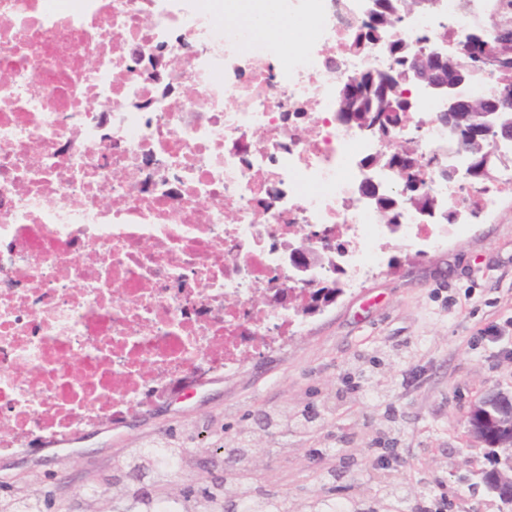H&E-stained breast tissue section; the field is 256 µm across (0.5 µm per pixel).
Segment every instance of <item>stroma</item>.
Returning a JSON list of instances; mask_svg holds the SVG:
<instances>
[{
	"label": "stroma",
	"instance_id": "stroma-1",
	"mask_svg": "<svg viewBox=\"0 0 512 512\" xmlns=\"http://www.w3.org/2000/svg\"><path fill=\"white\" fill-rule=\"evenodd\" d=\"M369 372L390 389L386 404L367 405ZM492 390L512 395V199L424 252L388 249L298 336L207 376L193 394L70 443L0 455V508L27 495L41 512H143L139 500L172 496L186 512H221L206 497L224 486L225 445L246 431L252 491L277 494L286 512L319 499L393 512L395 496L422 500L434 484L447 512H501L476 485L486 445L468 425ZM152 441L185 448L177 474L159 479L127 463ZM374 448L395 449L397 463L372 470ZM89 485L99 497L85 495Z\"/></svg>",
	"mask_w": 512,
	"mask_h": 512
}]
</instances>
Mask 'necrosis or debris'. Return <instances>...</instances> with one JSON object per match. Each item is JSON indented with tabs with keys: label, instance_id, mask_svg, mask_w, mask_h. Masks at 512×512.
I'll list each match as a JSON object with an SVG mask.
<instances>
[{
	"label": "necrosis or debris",
	"instance_id": "obj_1",
	"mask_svg": "<svg viewBox=\"0 0 512 512\" xmlns=\"http://www.w3.org/2000/svg\"><path fill=\"white\" fill-rule=\"evenodd\" d=\"M368 0H249L255 18L305 23L303 49L218 22L220 0H0V455L236 368L257 342L298 335L277 300L307 233L336 242L307 275L353 285L393 238L411 249L447 233L443 214H491L512 198V144L476 184L436 123L415 108L383 140L336 119L341 83L388 71V45L459 41L512 0H440L364 45ZM413 142L452 164L422 177L442 210L382 224L369 157Z\"/></svg>",
	"mask_w": 512,
	"mask_h": 512
}]
</instances>
